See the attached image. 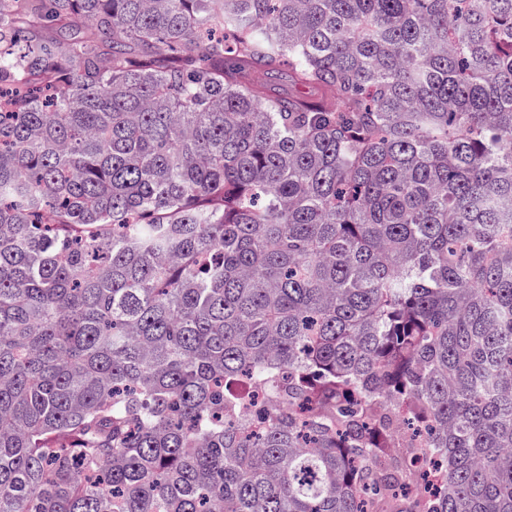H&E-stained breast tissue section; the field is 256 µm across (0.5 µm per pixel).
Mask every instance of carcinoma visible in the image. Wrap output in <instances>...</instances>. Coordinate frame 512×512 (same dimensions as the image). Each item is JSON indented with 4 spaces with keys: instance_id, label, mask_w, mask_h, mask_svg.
Listing matches in <instances>:
<instances>
[{
    "instance_id": "obj_1",
    "label": "carcinoma",
    "mask_w": 512,
    "mask_h": 512,
    "mask_svg": "<svg viewBox=\"0 0 512 512\" xmlns=\"http://www.w3.org/2000/svg\"><path fill=\"white\" fill-rule=\"evenodd\" d=\"M14 3L0 512H512V0ZM247 80L261 86L267 92L278 93L291 98L315 99L320 95L317 89L296 84L285 73L270 75L265 71L254 70L247 75Z\"/></svg>"
}]
</instances>
